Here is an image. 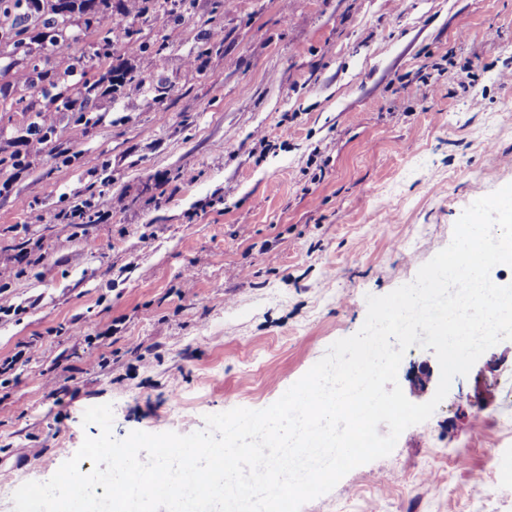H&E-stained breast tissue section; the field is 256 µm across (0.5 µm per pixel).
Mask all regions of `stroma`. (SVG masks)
I'll return each mask as SVG.
<instances>
[{
  "label": "stroma",
  "mask_w": 512,
  "mask_h": 512,
  "mask_svg": "<svg viewBox=\"0 0 512 512\" xmlns=\"http://www.w3.org/2000/svg\"><path fill=\"white\" fill-rule=\"evenodd\" d=\"M212 8L194 0L175 24L121 0L136 33L115 28L112 65L151 86L99 96L90 124L45 106L54 156L14 102L28 60L9 72L0 298L27 312L0 317V362L30 361L0 387V512L58 470V447L99 435L88 407L112 404L122 439L270 406L362 327L367 295L412 282L467 207L512 183V0ZM82 203L85 223L54 221ZM79 330L93 345L74 342ZM58 362L70 389L55 398ZM439 378L433 349L407 350L398 382L411 402ZM301 512H512V340L455 377L390 455Z\"/></svg>",
  "instance_id": "obj_1"
}]
</instances>
